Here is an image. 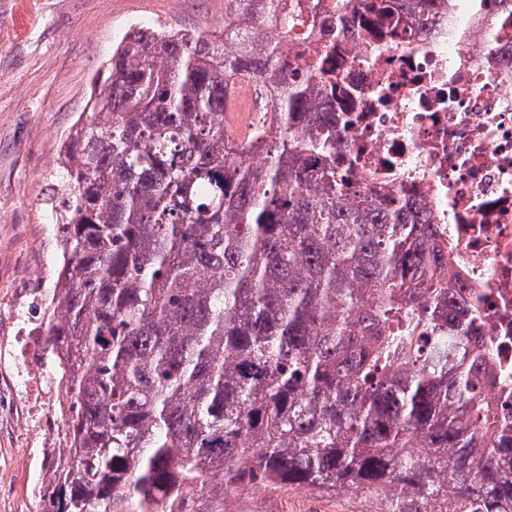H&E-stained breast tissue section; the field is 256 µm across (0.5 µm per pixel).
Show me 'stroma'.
<instances>
[{"instance_id": "1", "label": "stroma", "mask_w": 512, "mask_h": 512, "mask_svg": "<svg viewBox=\"0 0 512 512\" xmlns=\"http://www.w3.org/2000/svg\"><path fill=\"white\" fill-rule=\"evenodd\" d=\"M140 26L217 35L224 0H0V512H41L40 490L54 475L33 476L41 451L25 442V407L13 393L17 307L50 287L59 264L46 178L114 49ZM377 508L297 485L245 483L224 495V512Z\"/></svg>"}]
</instances>
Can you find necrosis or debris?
I'll list each match as a JSON object with an SVG mask.
<instances>
[{
    "label": "necrosis or debris",
    "instance_id": "4bbe7bcc",
    "mask_svg": "<svg viewBox=\"0 0 512 512\" xmlns=\"http://www.w3.org/2000/svg\"><path fill=\"white\" fill-rule=\"evenodd\" d=\"M297 2L305 23L294 38L268 24L263 40L296 69L317 49L335 59L350 88L338 109L353 121L337 161L383 207L410 205L436 226L449 273L480 293V335L512 370V27L494 22L490 0H448L435 23L405 37L354 35L337 23L336 0ZM16 345L28 438L68 447L67 394L39 327L25 325Z\"/></svg>",
    "mask_w": 512,
    "mask_h": 512
}]
</instances>
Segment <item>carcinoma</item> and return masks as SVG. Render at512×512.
Masks as SVG:
<instances>
[{
    "label": "carcinoma",
    "mask_w": 512,
    "mask_h": 512,
    "mask_svg": "<svg viewBox=\"0 0 512 512\" xmlns=\"http://www.w3.org/2000/svg\"><path fill=\"white\" fill-rule=\"evenodd\" d=\"M336 0L360 32L447 0ZM248 69L275 134L224 137ZM327 54L137 27L72 126L46 199L60 268L43 335L71 390L43 512H186V493L305 485L380 512H512V396L479 294L431 224L336 166ZM259 152L255 165L249 154Z\"/></svg>",
    "instance_id": "obj_1"
}]
</instances>
